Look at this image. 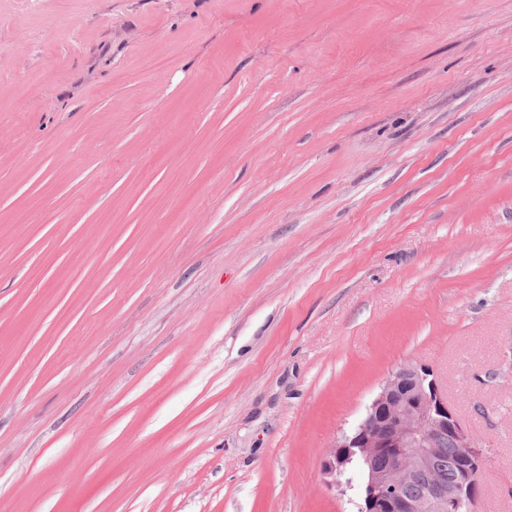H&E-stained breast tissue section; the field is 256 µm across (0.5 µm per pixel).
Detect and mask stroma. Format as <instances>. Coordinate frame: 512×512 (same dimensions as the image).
Listing matches in <instances>:
<instances>
[{
  "instance_id": "obj_1",
  "label": "stroma",
  "mask_w": 512,
  "mask_h": 512,
  "mask_svg": "<svg viewBox=\"0 0 512 512\" xmlns=\"http://www.w3.org/2000/svg\"><path fill=\"white\" fill-rule=\"evenodd\" d=\"M408 362L512 512V0H0V512H357Z\"/></svg>"
}]
</instances>
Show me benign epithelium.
<instances>
[{"label":"benign epithelium","mask_w":512,"mask_h":512,"mask_svg":"<svg viewBox=\"0 0 512 512\" xmlns=\"http://www.w3.org/2000/svg\"><path fill=\"white\" fill-rule=\"evenodd\" d=\"M447 440L459 449L456 482L450 486L431 473L421 493L409 494L415 475L428 468ZM382 453L395 465L372 466ZM357 455L369 464L360 512H471L482 492L484 449L448 401L437 373L424 364H404L387 377L354 432L342 434L325 453V473L343 476Z\"/></svg>","instance_id":"1"}]
</instances>
